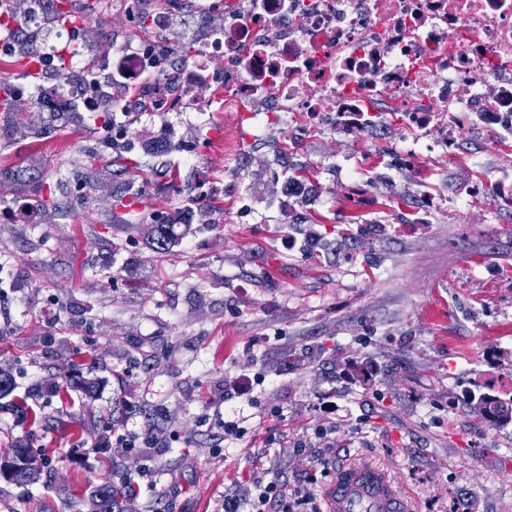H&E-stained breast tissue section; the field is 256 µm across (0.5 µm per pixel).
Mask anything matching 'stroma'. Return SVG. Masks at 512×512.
Returning a JSON list of instances; mask_svg holds the SVG:
<instances>
[{
  "mask_svg": "<svg viewBox=\"0 0 512 512\" xmlns=\"http://www.w3.org/2000/svg\"><path fill=\"white\" fill-rule=\"evenodd\" d=\"M119 154L67 112L0 118V191L56 207L41 224L0 219V364L13 377L0 406V466L25 445L48 458L19 484L0 474V512H93L96 487L124 492L125 512H221L254 478L281 482L290 512H324L338 468L385 469L404 512H512V423L493 428L468 392L512 397V210L468 185L512 172V145L471 146L388 180V150L325 134L302 149L228 139L221 112H134ZM168 127L204 153L145 152ZM243 177L226 178L232 156ZM375 178L350 198L340 166ZM306 168L311 204L283 202L280 180ZM106 175L99 195L88 172ZM140 193H130L131 184ZM456 199L433 223L404 221L418 190ZM205 199L210 223L155 254L160 213ZM318 244L285 250L287 232ZM261 362L256 414L224 440V381L244 356ZM372 363L343 382L345 363ZM335 413H320L328 394ZM153 424L166 445L137 470L95 450L105 424Z\"/></svg>",
  "mask_w": 512,
  "mask_h": 512,
  "instance_id": "35a3bbf8",
  "label": "stroma"
}]
</instances>
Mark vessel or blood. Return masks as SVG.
<instances>
[{
  "label": "vessel or blood",
  "instance_id": "b4317fda",
  "mask_svg": "<svg viewBox=\"0 0 512 512\" xmlns=\"http://www.w3.org/2000/svg\"><path fill=\"white\" fill-rule=\"evenodd\" d=\"M324 499L327 512H396L399 503L387 474L374 467L335 478Z\"/></svg>",
  "mask_w": 512,
  "mask_h": 512
}]
</instances>
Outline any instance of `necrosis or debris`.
Masks as SVG:
<instances>
[{
    "label": "necrosis or debris",
    "instance_id": "necrosis-or-debris-1",
    "mask_svg": "<svg viewBox=\"0 0 512 512\" xmlns=\"http://www.w3.org/2000/svg\"><path fill=\"white\" fill-rule=\"evenodd\" d=\"M126 30L96 56L66 53L71 26L43 39L44 72L83 102L115 53L143 78L125 107L237 112L243 139L282 129L293 148L321 134L386 141L395 172L455 159L464 137H512V0H99ZM172 14L223 18L192 51L170 47ZM212 68H204L207 60ZM219 97L195 99L192 74Z\"/></svg>",
    "mask_w": 512,
    "mask_h": 512
}]
</instances>
